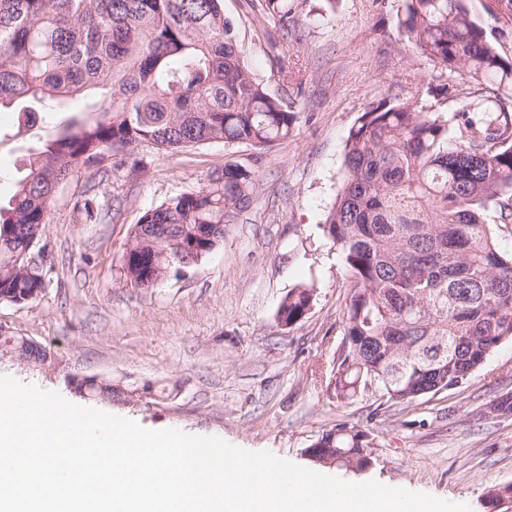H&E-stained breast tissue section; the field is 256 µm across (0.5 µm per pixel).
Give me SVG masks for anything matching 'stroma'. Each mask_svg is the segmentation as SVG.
I'll return each instance as SVG.
<instances>
[{
	"label": "stroma",
	"mask_w": 512,
	"mask_h": 512,
	"mask_svg": "<svg viewBox=\"0 0 512 512\" xmlns=\"http://www.w3.org/2000/svg\"><path fill=\"white\" fill-rule=\"evenodd\" d=\"M400 0H294L296 34L286 59L300 87L285 86L247 0H224L241 54L253 76L294 97L295 131L264 154L244 144L211 143L162 154L149 143L81 170L54 196L43 243L50 266L35 302L0 303V334L36 342L48 363L20 360L0 348V376L55 391L69 402L132 420L149 430L217 436L303 467L305 450L339 423L370 429L374 462L344 474L376 480L494 512L488 486L512 482V416H485L512 392V341L503 342L468 383L423 397L379 417L377 389L349 403L327 396L349 293L342 260L323 224L343 177L350 128L382 99L418 101L437 75L430 60L400 35ZM498 52L512 59V12L496 0H468ZM83 112L45 107L28 118L0 111V204L29 172L37 149ZM256 171L259 188L223 241L191 269L156 288L127 285L123 253L140 216L199 188L225 162ZM94 187L104 211L85 223L75 203ZM315 289L299 323L282 327L276 312L288 292ZM111 379L112 402H90L73 378Z\"/></svg>",
	"instance_id": "stroma-1"
}]
</instances>
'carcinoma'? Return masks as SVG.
<instances>
[{
	"instance_id": "obj_1",
	"label": "carcinoma",
	"mask_w": 512,
	"mask_h": 512,
	"mask_svg": "<svg viewBox=\"0 0 512 512\" xmlns=\"http://www.w3.org/2000/svg\"><path fill=\"white\" fill-rule=\"evenodd\" d=\"M252 25L295 26L289 0H250ZM397 23L420 55L460 81L438 78L425 95L449 112L383 100L362 112L346 141L344 176L324 225L349 274L343 333L329 396L349 402L373 383L386 407L407 406L471 380L512 340V253L501 251L485 214L512 223V62L502 58L465 0H402ZM82 98L97 118L64 127L37 152L0 208V298L27 305L41 276L26 251L42 239L56 189L80 169L142 142L162 153L212 142L264 152L299 119L293 101L256 80L238 49L223 0H0V108L25 116ZM256 172L233 163L207 184L163 201L138 221L124 253L132 287L161 282L201 260L246 211ZM86 222L95 198L80 199ZM167 224L169 232L147 231ZM315 289L288 292L280 325L306 317ZM112 381L82 396L112 399ZM373 439L339 423L309 448L315 464L369 467ZM494 506L512 482L490 487Z\"/></svg>"
}]
</instances>
